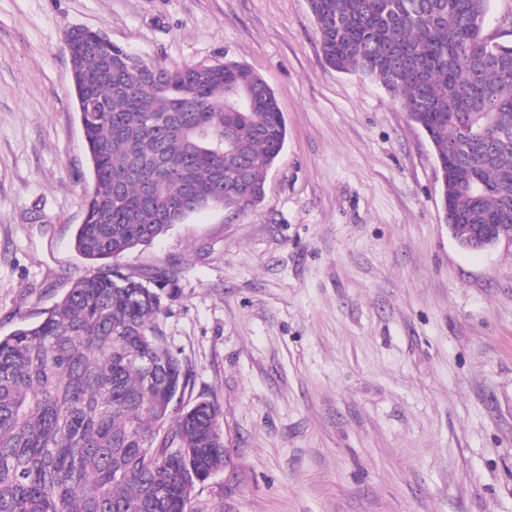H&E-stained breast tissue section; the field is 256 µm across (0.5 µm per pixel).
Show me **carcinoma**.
<instances>
[{
  "mask_svg": "<svg viewBox=\"0 0 512 512\" xmlns=\"http://www.w3.org/2000/svg\"><path fill=\"white\" fill-rule=\"evenodd\" d=\"M490 0H309L328 65L371 80L428 132L458 224L512 225V44L483 35ZM74 85L93 191L74 237L92 266L41 321L0 336V512H186L224 469L223 412L186 408L192 370L159 323L174 276L120 271L185 220L189 187L261 202L286 124L237 61L183 67L76 33ZM249 89L250 104L235 93Z\"/></svg>",
  "mask_w": 512,
  "mask_h": 512,
  "instance_id": "carcinoma-1",
  "label": "carcinoma"
}]
</instances>
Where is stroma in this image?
Wrapping results in <instances>:
<instances>
[{"mask_svg":"<svg viewBox=\"0 0 512 512\" xmlns=\"http://www.w3.org/2000/svg\"><path fill=\"white\" fill-rule=\"evenodd\" d=\"M76 27L149 62H243L286 121L260 205L120 262L175 272L185 400L223 411L229 464L190 512H512V246H458L431 141L325 63L308 0H0V335L90 270Z\"/></svg>","mask_w":512,"mask_h":512,"instance_id":"obj_1","label":"stroma"}]
</instances>
